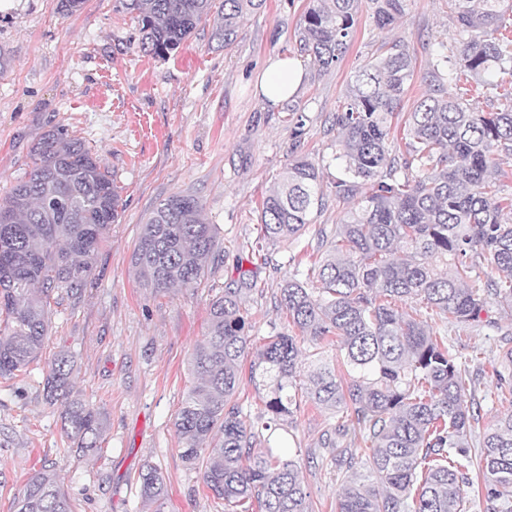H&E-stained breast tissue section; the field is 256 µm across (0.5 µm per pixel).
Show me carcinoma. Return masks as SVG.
I'll list each match as a JSON object with an SVG mask.
<instances>
[{
    "mask_svg": "<svg viewBox=\"0 0 512 512\" xmlns=\"http://www.w3.org/2000/svg\"><path fill=\"white\" fill-rule=\"evenodd\" d=\"M135 15L141 51L165 59L207 18L213 0H119ZM404 0H372L378 28L390 27ZM360 0H313L297 31L298 50L319 70L348 52ZM255 0H224L215 36L232 46ZM458 45L439 52L428 72L429 93L402 123H393L415 73L408 44L392 40L361 66L336 112V159L343 175L336 200L356 202L321 235L326 254L305 279L288 278L276 305L315 345L307 378L298 370L296 338L278 332L259 346L242 296L254 280L210 303L207 334L189 367L195 382L173 423L180 456L203 486L231 512H312L298 462L276 448L272 433L303 403L331 408L336 425L323 445L336 449L344 474L338 512H462L470 469L481 468L488 512H512V415L486 428L479 461L472 454L480 416L466 400L469 371L448 353V337L430 321L469 325L487 299L512 308V196L490 178L509 177L512 105L475 112L446 84L463 75L491 90L512 76V5L504 0H448ZM400 133L403 150L389 149ZM120 196L101 162L63 126L43 132L27 177L0 200V377L24 372L44 348L59 297H77L115 222ZM326 207L319 167L306 157L289 163L261 203L260 239L293 242ZM191 195L176 193L142 225L132 254L140 285L152 293L201 286L219 252ZM491 269L483 267V261ZM419 302L416 319L396 302ZM337 343L346 367L336 373L324 344ZM265 391L269 415L261 438L236 401L241 365ZM75 364L61 353L44 378L46 403L61 409L67 439L82 450L100 447V413L73 396ZM366 433L367 452L337 447ZM264 440L267 449L255 452ZM141 497L159 503L167 484L154 465L138 474ZM12 512H75L55 469L32 474Z\"/></svg>",
    "mask_w": 512,
    "mask_h": 512,
    "instance_id": "cac0c4a2",
    "label": "carcinoma"
}]
</instances>
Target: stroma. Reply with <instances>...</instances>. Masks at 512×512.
<instances>
[{"label": "stroma", "instance_id": "35a3bbf8", "mask_svg": "<svg viewBox=\"0 0 512 512\" xmlns=\"http://www.w3.org/2000/svg\"><path fill=\"white\" fill-rule=\"evenodd\" d=\"M308 5L265 0L229 49L215 39L219 16L210 13L165 60L141 53L137 23L116 0H84L71 15L59 0H15L0 11V46L13 57L0 75V198L30 171L40 134L63 126L100 158L122 200L81 296L54 308L45 346L26 373L0 378V512H11L27 478L45 465L55 466L76 512H224L223 501L182 461L173 427L193 385L188 361L207 333L208 304L235 287L242 271H253L256 288L245 306L254 343L289 332L276 307L278 288L296 274L299 259L316 253L320 230L335 227L347 210L333 192L342 174L333 118L355 71L382 43L407 41L416 69L401 102L405 113L429 91L432 52L458 39L448 0H406L386 29L362 0L348 52L321 72L297 50L295 31ZM295 57L304 65L302 84L288 103L271 105L261 94L264 71L271 61ZM303 155L322 172L325 209L297 241L265 244L270 263L249 257L262 199ZM175 193L199 200L222 250L207 287L155 295L140 287L131 255L146 218ZM481 317L476 327L439 322L433 329L447 333L449 354L472 372L466 399L485 428L512 414V395H498L494 379L499 373L512 384V363L489 327L495 321L512 329V310L492 300ZM62 351L76 358L77 391L105 420L93 453L76 449L59 407L42 397L44 376ZM335 421L334 411L308 403L276 433L299 463L314 512H337L342 491L332 452L320 445ZM147 463L167 484L159 507L139 492L137 475Z\"/></svg>", "mask_w": 512, "mask_h": 512}]
</instances>
